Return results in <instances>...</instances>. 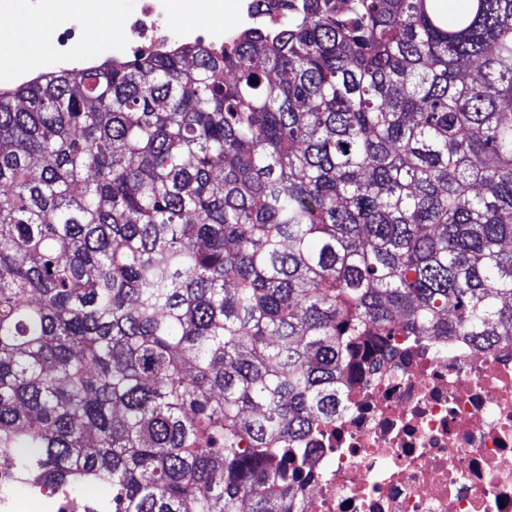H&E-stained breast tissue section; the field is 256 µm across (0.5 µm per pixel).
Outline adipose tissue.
<instances>
[{"label":"adipose tissue","instance_id":"1","mask_svg":"<svg viewBox=\"0 0 512 512\" xmlns=\"http://www.w3.org/2000/svg\"><path fill=\"white\" fill-rule=\"evenodd\" d=\"M57 21V12L52 8L37 15L15 13L11 26L0 30V52L6 53L9 66L31 73L37 72L44 59L52 53L53 44L45 36L39 40L31 39L30 34L35 30L46 33ZM92 22L97 35L83 45L82 51L93 58L106 54V35L121 22L114 0H96Z\"/></svg>","mask_w":512,"mask_h":512}]
</instances>
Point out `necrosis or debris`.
<instances>
[{"label":"necrosis or debris","mask_w":512,"mask_h":512,"mask_svg":"<svg viewBox=\"0 0 512 512\" xmlns=\"http://www.w3.org/2000/svg\"><path fill=\"white\" fill-rule=\"evenodd\" d=\"M170 28L169 0H138L115 51L231 37ZM306 445V512H512V338L363 337L342 408Z\"/></svg>","instance_id":"1"}]
</instances>
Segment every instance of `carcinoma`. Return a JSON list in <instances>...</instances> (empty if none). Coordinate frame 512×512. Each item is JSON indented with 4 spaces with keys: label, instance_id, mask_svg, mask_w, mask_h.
Wrapping results in <instances>:
<instances>
[{
    "label": "carcinoma",
    "instance_id": "1",
    "mask_svg": "<svg viewBox=\"0 0 512 512\" xmlns=\"http://www.w3.org/2000/svg\"><path fill=\"white\" fill-rule=\"evenodd\" d=\"M0 91V457L106 512H301L357 336L512 338V0H262Z\"/></svg>",
    "mask_w": 512,
    "mask_h": 512
}]
</instances>
